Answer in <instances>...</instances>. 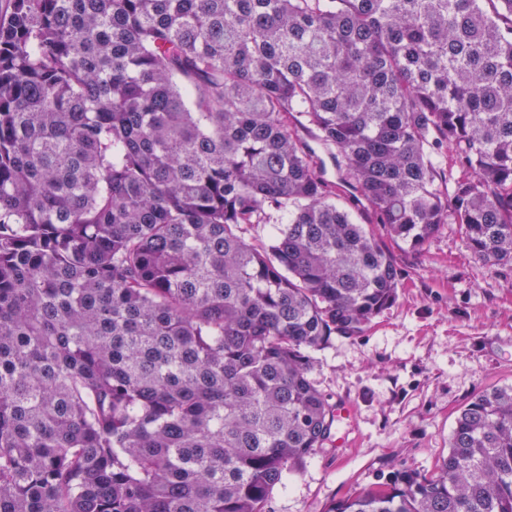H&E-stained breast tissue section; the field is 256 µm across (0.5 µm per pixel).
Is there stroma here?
Returning <instances> with one entry per match:
<instances>
[{"label":"stroma","instance_id":"obj_1","mask_svg":"<svg viewBox=\"0 0 512 512\" xmlns=\"http://www.w3.org/2000/svg\"><path fill=\"white\" fill-rule=\"evenodd\" d=\"M373 230L399 272L397 298L363 333L333 334L316 352L317 388L354 412L274 487L268 512H330L396 472L437 469L461 409L512 385V271L475 258L453 224L419 249Z\"/></svg>","mask_w":512,"mask_h":512}]
</instances>
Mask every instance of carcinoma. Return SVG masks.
Here are the masks:
<instances>
[{"label":"carcinoma","mask_w":512,"mask_h":512,"mask_svg":"<svg viewBox=\"0 0 512 512\" xmlns=\"http://www.w3.org/2000/svg\"><path fill=\"white\" fill-rule=\"evenodd\" d=\"M346 186L512 269V0H11L0 512H265L331 434L313 353L397 294ZM332 512H512V385Z\"/></svg>","instance_id":"cac0c4a2"}]
</instances>
